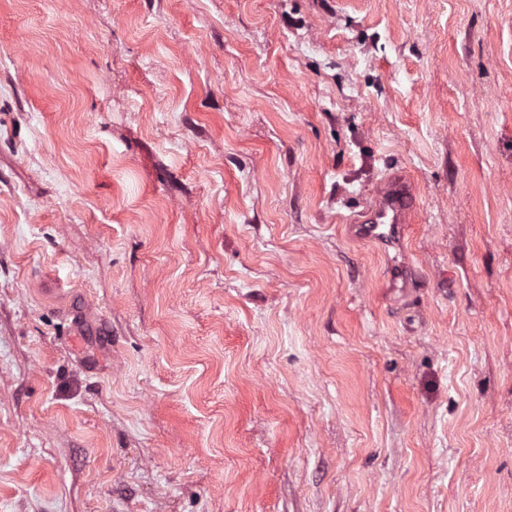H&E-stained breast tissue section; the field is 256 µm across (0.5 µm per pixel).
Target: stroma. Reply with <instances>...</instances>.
I'll list each match as a JSON object with an SVG mask.
<instances>
[{"mask_svg": "<svg viewBox=\"0 0 512 512\" xmlns=\"http://www.w3.org/2000/svg\"><path fill=\"white\" fill-rule=\"evenodd\" d=\"M0 512H512V0H0ZM416 196L404 180L388 175L373 200L360 213L362 219L349 226L353 237L377 244L384 253L400 248L406 234L408 215L415 209Z\"/></svg>", "mask_w": 512, "mask_h": 512, "instance_id": "1", "label": "stroma"}]
</instances>
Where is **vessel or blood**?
Returning <instances> with one entry per match:
<instances>
[{
	"label": "vessel or blood",
	"mask_w": 512,
	"mask_h": 512,
	"mask_svg": "<svg viewBox=\"0 0 512 512\" xmlns=\"http://www.w3.org/2000/svg\"><path fill=\"white\" fill-rule=\"evenodd\" d=\"M416 196L399 176L384 178L373 200L351 227L353 237L377 244L381 250L399 248L406 234Z\"/></svg>",
	"instance_id": "obj_1"
}]
</instances>
